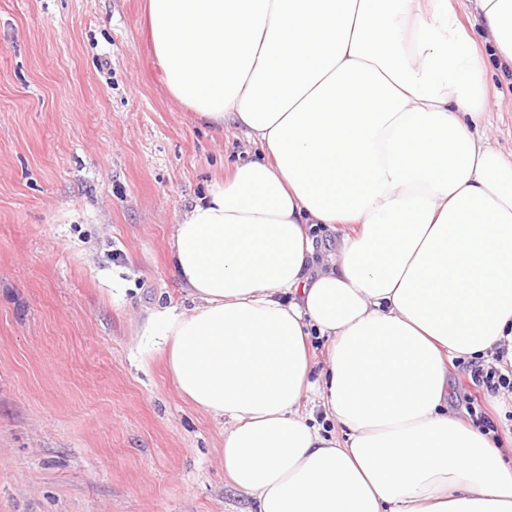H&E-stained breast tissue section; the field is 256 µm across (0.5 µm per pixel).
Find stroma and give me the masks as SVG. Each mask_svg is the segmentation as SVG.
<instances>
[{"mask_svg": "<svg viewBox=\"0 0 512 512\" xmlns=\"http://www.w3.org/2000/svg\"><path fill=\"white\" fill-rule=\"evenodd\" d=\"M145 0H0V512H250L182 397L171 233L257 148L168 94Z\"/></svg>", "mask_w": 512, "mask_h": 512, "instance_id": "stroma-1", "label": "stroma"}]
</instances>
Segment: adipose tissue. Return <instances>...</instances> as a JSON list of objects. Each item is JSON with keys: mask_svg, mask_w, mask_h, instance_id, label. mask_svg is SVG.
I'll return each mask as SVG.
<instances>
[{"mask_svg": "<svg viewBox=\"0 0 512 512\" xmlns=\"http://www.w3.org/2000/svg\"><path fill=\"white\" fill-rule=\"evenodd\" d=\"M470 2L148 0L170 95L260 151L174 225L190 304L143 327L253 512H512V457L448 408L455 359L512 364V155L480 133L512 0ZM316 225L347 228L321 260Z\"/></svg>", "mask_w": 512, "mask_h": 512, "instance_id": "obj_1", "label": "adipose tissue"}]
</instances>
